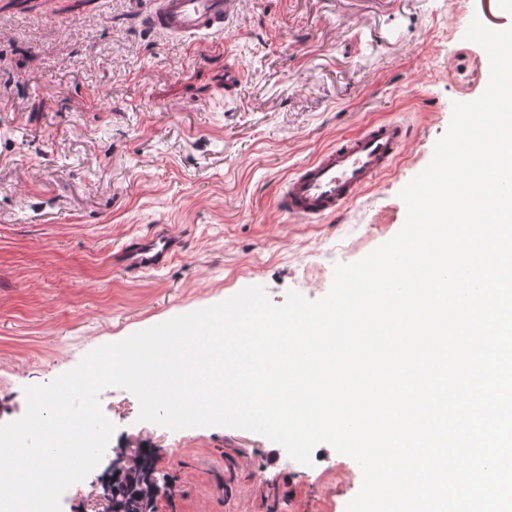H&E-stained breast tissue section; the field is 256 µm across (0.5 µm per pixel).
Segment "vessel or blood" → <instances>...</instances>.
Listing matches in <instances>:
<instances>
[{
	"label": "vessel or blood",
	"mask_w": 512,
	"mask_h": 512,
	"mask_svg": "<svg viewBox=\"0 0 512 512\" xmlns=\"http://www.w3.org/2000/svg\"><path fill=\"white\" fill-rule=\"evenodd\" d=\"M240 4L241 0H152L144 21L153 30L193 43L223 35L225 23ZM410 137L408 125L386 120L337 139L283 181L277 200L280 211L307 223L343 211L393 166ZM177 250L175 237L162 229L133 240L120 261L135 271L158 270Z\"/></svg>",
	"instance_id": "b4317fda"
}]
</instances>
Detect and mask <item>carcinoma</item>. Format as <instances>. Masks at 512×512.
<instances>
[{
    "mask_svg": "<svg viewBox=\"0 0 512 512\" xmlns=\"http://www.w3.org/2000/svg\"><path fill=\"white\" fill-rule=\"evenodd\" d=\"M155 470L153 453L148 448L136 450V463L114 472L111 484L113 498L124 512H157L160 487L148 478Z\"/></svg>",
    "mask_w": 512,
    "mask_h": 512,
    "instance_id": "obj_1",
    "label": "carcinoma"
}]
</instances>
